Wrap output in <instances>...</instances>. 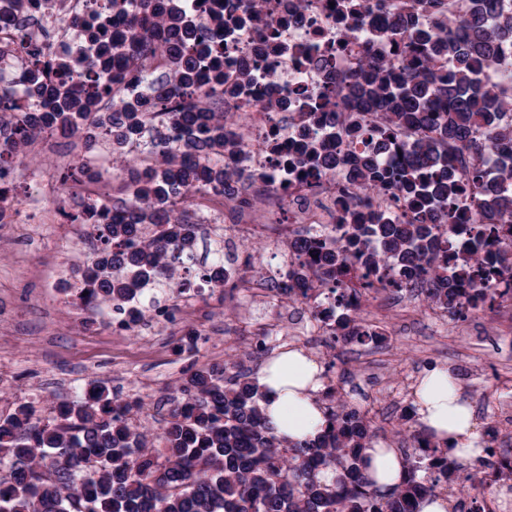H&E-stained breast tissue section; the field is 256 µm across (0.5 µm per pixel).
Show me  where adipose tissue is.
<instances>
[{"label": "adipose tissue", "instance_id": "1", "mask_svg": "<svg viewBox=\"0 0 512 512\" xmlns=\"http://www.w3.org/2000/svg\"><path fill=\"white\" fill-rule=\"evenodd\" d=\"M265 395L264 415L275 433L292 441L313 438L325 421L319 398L323 385L319 364L303 351L289 349L273 357L259 372ZM417 420L433 441L448 445L455 458L474 464L482 456L474 414L452 374L435 368L424 374L413 392ZM367 472L380 493L400 484L405 473L402 453L377 443L364 452Z\"/></svg>", "mask_w": 512, "mask_h": 512}]
</instances>
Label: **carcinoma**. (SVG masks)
Returning a JSON list of instances; mask_svg holds the SVG:
<instances>
[{
    "label": "carcinoma",
    "instance_id": "cac0c4a2",
    "mask_svg": "<svg viewBox=\"0 0 512 512\" xmlns=\"http://www.w3.org/2000/svg\"><path fill=\"white\" fill-rule=\"evenodd\" d=\"M91 13L73 19L90 31L95 53L75 60L50 57L32 43L19 76L34 92V105L17 103V92L0 87V167L10 166L46 132L77 137L87 150L111 147L125 163L124 196L108 199L107 224H92L94 258L79 269L80 305L117 315L157 281L188 288L178 270L196 261L198 227L188 200L212 192L248 203L239 185L244 172L215 165L243 147L235 123L220 110L224 45L206 40L179 0L161 13L139 0L142 13L126 18L131 0H93ZM267 0H247L244 15H211L218 31L254 27L265 53L283 50L267 20ZM353 23L344 44L372 33L395 48L390 57L369 56L355 71L349 92L336 93V121L344 148L326 141L302 146V162L321 171L356 166L359 199L380 194L402 199L409 213L379 214L368 224L340 218L345 243L332 248L309 240L299 246L312 257L288 271L280 288L286 299H310L327 290L333 342L366 346L377 335L361 323L362 299L381 290L402 291L422 283L427 306L463 317L491 309L512 286V253L492 249L503 224H455L454 208L466 187L479 192L492 218L512 217V72L481 78L482 65L512 48V0H465L456 15L442 0H420L433 15L422 28L393 0H337ZM64 0H0V27L16 12ZM128 19L123 32L97 24L100 11ZM165 61L164 78L147 61ZM374 114L377 124L363 125ZM427 130L404 141L412 115ZM151 125L148 158L127 159L130 144ZM401 145L405 158L383 167L370 147ZM470 158L468 182L449 169V157ZM87 164H75L62 184H84ZM264 395L241 360L192 373L169 397V419L154 439L137 423L140 399H124L102 382H88L77 402L62 401L48 415L23 402L0 415V512H418L421 500L444 484L465 488L475 476L421 430L412 434L406 476L388 494L373 490L363 451L377 438L375 415L354 407L345 393H325L326 419L306 443H291L266 422ZM486 467L497 480L512 479V453ZM330 470L333 478L323 479Z\"/></svg>",
    "mask_w": 512,
    "mask_h": 512
}]
</instances>
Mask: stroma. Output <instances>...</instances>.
<instances>
[{
	"mask_svg": "<svg viewBox=\"0 0 512 512\" xmlns=\"http://www.w3.org/2000/svg\"><path fill=\"white\" fill-rule=\"evenodd\" d=\"M65 144L54 149H28L18 172L15 200H30V172L42 180H58L66 163ZM91 257L79 245L59 249L50 224H0V413L24 401L49 411L59 401H79L88 381L104 382L123 397H142L140 421L159 432L170 405L167 395L179 387L187 371L208 364L249 357L258 370L263 356L254 352L257 327L279 320L291 334L295 318L309 315L302 300H289L264 289L273 272L288 258L287 242L262 238L241 247L239 261L249 264L244 286L220 290L198 281V267L179 271L192 281L197 307L186 312L174 329L144 322L119 335H106L100 317L73 307L54 286L57 276L77 282L78 266ZM361 319L384 332L382 346L327 345L325 337L305 336L299 347L323 367L327 379L346 392L352 405L372 409L378 439L407 451L397 441L399 428L417 430L418 421L402 422L411 407L419 376L433 367L451 370L473 409L482 446L500 452L512 444V420L497 415L500 403H512V311L501 308L469 312L466 320H436L423 296L395 301L369 294ZM207 324L208 344L192 352L184 334Z\"/></svg>",
	"mask_w": 512,
	"mask_h": 512,
	"instance_id": "obj_1",
	"label": "stroma"
}]
</instances>
